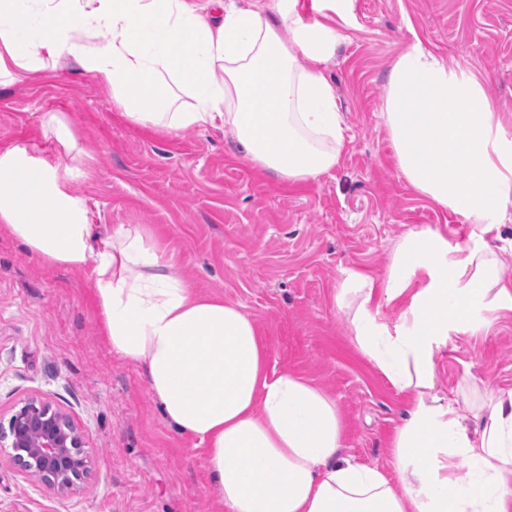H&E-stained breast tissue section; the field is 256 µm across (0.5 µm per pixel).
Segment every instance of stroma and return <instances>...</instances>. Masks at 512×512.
<instances>
[{
    "instance_id": "obj_1",
    "label": "stroma",
    "mask_w": 512,
    "mask_h": 512,
    "mask_svg": "<svg viewBox=\"0 0 512 512\" xmlns=\"http://www.w3.org/2000/svg\"><path fill=\"white\" fill-rule=\"evenodd\" d=\"M327 66L345 123L336 168L285 186L244 156L227 129L169 136L128 123L95 81L69 68L0 84V146L51 157L46 122L77 138L71 189L98 232L130 224L174 254L200 294L256 321L269 370L313 380L336 401L343 452L393 474L388 440L404 396L358 353L336 288L351 271L383 277L408 229L449 242L471 226L419 195L400 175L382 112L395 57L421 43L438 59L481 73L512 141V0H354ZM91 267L44 264L0 227V424L29 396L66 411L87 442L89 472L61 496L25 476L0 447V512H217L205 448L170 429L145 369L100 332ZM439 387L470 379L512 390V314L452 330L436 360Z\"/></svg>"
}]
</instances>
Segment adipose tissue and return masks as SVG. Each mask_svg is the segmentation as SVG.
I'll use <instances>...</instances> for the list:
<instances>
[{
  "instance_id": "adipose-tissue-1",
  "label": "adipose tissue",
  "mask_w": 512,
  "mask_h": 512,
  "mask_svg": "<svg viewBox=\"0 0 512 512\" xmlns=\"http://www.w3.org/2000/svg\"><path fill=\"white\" fill-rule=\"evenodd\" d=\"M353 0H277L276 18L236 0H0V80L47 66L89 75L132 124L169 134L230 127L246 158L283 183L335 169L344 141L326 75ZM289 42H282L279 27ZM385 126L401 176L460 214L467 241L416 227L396 242L382 278L348 273L336 290L354 343L407 399L389 443L396 474L343 456L335 400L301 375L269 372L255 320L200 296L139 229L92 242L73 194L76 139L56 118L64 153L0 149V224L41 261L91 267L102 331L143 365L174 431L207 450L224 512H512V391L456 414L459 390L437 387L436 352L477 314L512 312L501 255L486 236L512 202V143L473 71L414 44L388 74ZM402 306L400 321L378 318Z\"/></svg>"
}]
</instances>
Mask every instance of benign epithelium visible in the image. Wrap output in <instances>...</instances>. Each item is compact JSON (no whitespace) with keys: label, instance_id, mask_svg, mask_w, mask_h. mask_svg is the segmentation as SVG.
Segmentation results:
<instances>
[{"label":"benign epithelium","instance_id":"7a95c632","mask_svg":"<svg viewBox=\"0 0 512 512\" xmlns=\"http://www.w3.org/2000/svg\"><path fill=\"white\" fill-rule=\"evenodd\" d=\"M8 443L11 459L27 476L64 494L78 487L88 473L86 442L69 415L51 403L31 397L0 426V444Z\"/></svg>","mask_w":512,"mask_h":512}]
</instances>
